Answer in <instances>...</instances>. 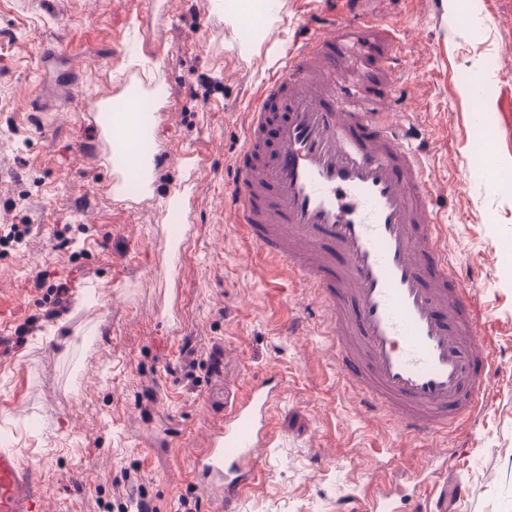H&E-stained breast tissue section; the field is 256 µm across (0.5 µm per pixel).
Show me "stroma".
Wrapping results in <instances>:
<instances>
[{
  "mask_svg": "<svg viewBox=\"0 0 512 512\" xmlns=\"http://www.w3.org/2000/svg\"><path fill=\"white\" fill-rule=\"evenodd\" d=\"M0 0V225L31 227L0 244V289L16 312L0 333V441L31 466L48 512H137L112 481L138 467L152 512H224L194 463L224 408L277 373L263 481L238 512H336L403 466L432 479L429 447L364 416L325 351L317 303L224 221V171L266 72L317 0ZM400 36L407 105L442 182L448 248L494 339L492 396L448 434L452 476L468 495L453 512H512V0H380ZM164 30L167 49L151 55ZM154 104L149 189L129 170L107 189L110 158L90 104L129 79ZM485 119L471 120L474 95ZM42 288H35L36 275ZM69 283L67 309L45 299ZM95 303H81L83 293ZM296 324L298 334L288 332ZM223 352L219 374L192 383L188 354Z\"/></svg>",
  "mask_w": 512,
  "mask_h": 512,
  "instance_id": "35a3bbf8",
  "label": "stroma"
}]
</instances>
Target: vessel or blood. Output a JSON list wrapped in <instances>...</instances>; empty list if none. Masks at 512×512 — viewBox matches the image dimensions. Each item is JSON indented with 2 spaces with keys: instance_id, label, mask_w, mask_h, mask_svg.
<instances>
[{
  "instance_id": "vessel-or-blood-1",
  "label": "vessel or blood",
  "mask_w": 512,
  "mask_h": 512,
  "mask_svg": "<svg viewBox=\"0 0 512 512\" xmlns=\"http://www.w3.org/2000/svg\"><path fill=\"white\" fill-rule=\"evenodd\" d=\"M403 46L374 12L305 22L268 68L224 185V220L317 293L336 369L370 417L439 440L471 423L491 394L493 340L459 278L437 177L409 123ZM112 150L107 183L126 182L123 126L98 124ZM273 378L224 411L196 470L223 491L224 512L260 473ZM419 490L415 512H447L463 484ZM391 482L341 512H391ZM34 470L0 446V512H44Z\"/></svg>"
}]
</instances>
